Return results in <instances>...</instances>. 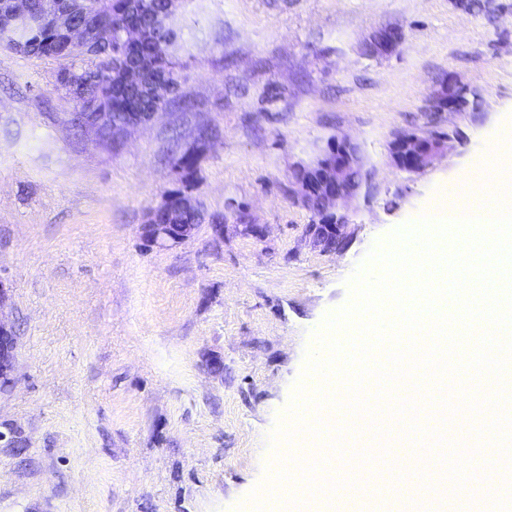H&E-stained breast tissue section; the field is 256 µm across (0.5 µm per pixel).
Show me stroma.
<instances>
[{"instance_id":"obj_1","label":"stroma","mask_w":512,"mask_h":512,"mask_svg":"<svg viewBox=\"0 0 512 512\" xmlns=\"http://www.w3.org/2000/svg\"><path fill=\"white\" fill-rule=\"evenodd\" d=\"M171 23L179 91L115 145L72 129L57 61L0 50V315L19 336L0 431L24 441L0 444V512H240L271 477L270 435L348 277L512 121V0H181ZM389 26L404 43L366 54ZM446 75L474 108L428 110ZM451 127L454 150L424 172L391 164L395 133ZM336 135L372 179L325 252L291 175ZM195 144L192 171L176 168ZM174 189L205 222L179 247L145 246L141 224ZM420 418L476 453L481 492L458 512H512L488 487L512 486L489 445L433 405ZM386 443L401 454L368 488L372 512H443L442 468H422L398 423ZM401 469L423 486L407 503Z\"/></svg>"}]
</instances>
